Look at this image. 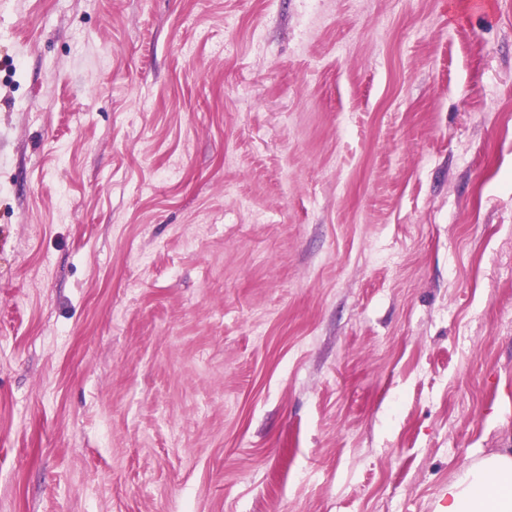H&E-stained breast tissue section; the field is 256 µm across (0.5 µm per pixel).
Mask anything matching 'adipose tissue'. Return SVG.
I'll list each match as a JSON object with an SVG mask.
<instances>
[{
    "mask_svg": "<svg viewBox=\"0 0 512 512\" xmlns=\"http://www.w3.org/2000/svg\"><path fill=\"white\" fill-rule=\"evenodd\" d=\"M436 512H512V450L465 465L443 490Z\"/></svg>",
    "mask_w": 512,
    "mask_h": 512,
    "instance_id": "1",
    "label": "adipose tissue"
}]
</instances>
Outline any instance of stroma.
Here are the masks:
<instances>
[{
    "label": "stroma",
    "mask_w": 512,
    "mask_h": 512,
    "mask_svg": "<svg viewBox=\"0 0 512 512\" xmlns=\"http://www.w3.org/2000/svg\"><path fill=\"white\" fill-rule=\"evenodd\" d=\"M512 448V0H0V512H435Z\"/></svg>",
    "instance_id": "35a3bbf8"
}]
</instances>
